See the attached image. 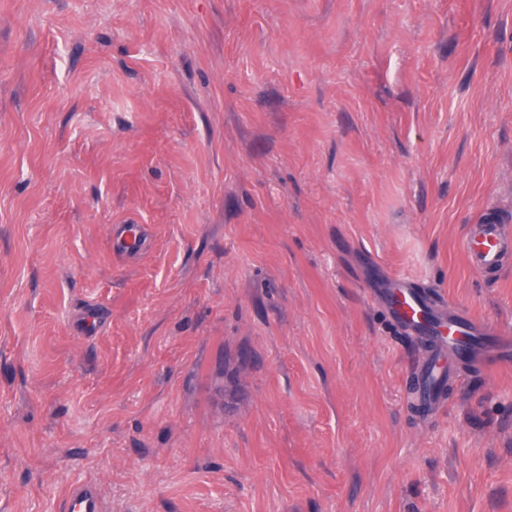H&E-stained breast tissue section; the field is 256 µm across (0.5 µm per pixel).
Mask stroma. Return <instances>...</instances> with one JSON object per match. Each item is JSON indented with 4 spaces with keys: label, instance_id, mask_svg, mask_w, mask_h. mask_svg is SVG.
<instances>
[{
    "label": "stroma",
    "instance_id": "stroma-1",
    "mask_svg": "<svg viewBox=\"0 0 512 512\" xmlns=\"http://www.w3.org/2000/svg\"><path fill=\"white\" fill-rule=\"evenodd\" d=\"M494 214L512 0H0V512H512V366L424 418L364 286L512 333ZM461 248L470 267L483 276H495L512 260V226L492 215L469 224ZM148 244V234L142 224H116L112 227V250L115 253L137 255ZM66 512H106V504L93 483L73 484L68 488L65 499Z\"/></svg>",
    "mask_w": 512,
    "mask_h": 512
}]
</instances>
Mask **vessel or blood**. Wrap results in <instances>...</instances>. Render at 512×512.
Masks as SVG:
<instances>
[{
	"instance_id": "b4317fda",
	"label": "vessel or blood",
	"mask_w": 512,
	"mask_h": 512,
	"mask_svg": "<svg viewBox=\"0 0 512 512\" xmlns=\"http://www.w3.org/2000/svg\"><path fill=\"white\" fill-rule=\"evenodd\" d=\"M147 244L145 225H113L115 253L134 256ZM461 248L474 271L487 277L497 275L512 265V225L495 215L468 225ZM368 293L380 301L402 333L436 342V350L414 371L415 393L426 409L443 407L441 387L457 376L461 363L475 367L512 364V336L501 335L483 319L421 291L409 277L370 281ZM64 503L65 512H107L101 493L91 483L71 485Z\"/></svg>"
}]
</instances>
